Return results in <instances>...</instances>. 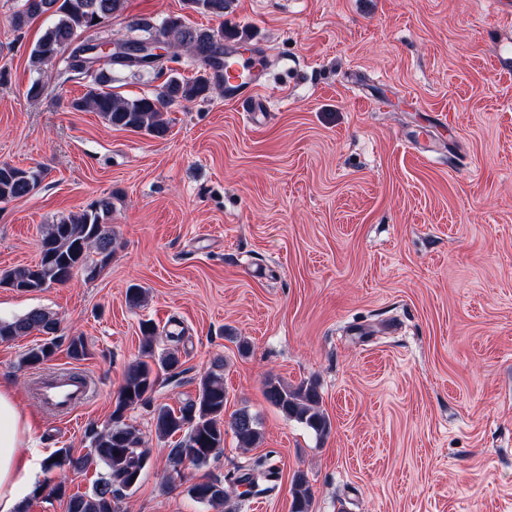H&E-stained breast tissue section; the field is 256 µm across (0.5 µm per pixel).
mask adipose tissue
<instances>
[{
	"mask_svg": "<svg viewBox=\"0 0 512 512\" xmlns=\"http://www.w3.org/2000/svg\"><path fill=\"white\" fill-rule=\"evenodd\" d=\"M28 431L9 388L0 387V512H18L23 493L34 484L35 469L19 453Z\"/></svg>",
	"mask_w": 512,
	"mask_h": 512,
	"instance_id": "1",
	"label": "adipose tissue"
}]
</instances>
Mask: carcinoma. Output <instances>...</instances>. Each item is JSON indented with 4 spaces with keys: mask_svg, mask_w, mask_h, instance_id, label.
Segmentation results:
<instances>
[{
    "mask_svg": "<svg viewBox=\"0 0 512 512\" xmlns=\"http://www.w3.org/2000/svg\"><path fill=\"white\" fill-rule=\"evenodd\" d=\"M21 9L11 17V27L20 32L29 23L43 15L55 17L53 24L33 46L31 59L37 63L64 62L59 76L70 80L72 75L89 73L82 66L85 44H76L84 33L96 30L112 15L122 10L124 0H21ZM188 7L213 18L224 19L228 0H186ZM163 40L171 47L187 51L195 61L213 70V75L200 74L185 80L169 74L161 92L127 98L103 85L112 81L110 73L115 63L108 59L96 69V86L84 96L75 99V111L96 112L116 129L142 133L163 139L169 132V121L164 112L174 103L193 102L206 97L221 85L219 71L223 69L224 27L192 30L180 16H169L160 22L140 19L130 26L126 42ZM42 181V173L9 164H0V202H9L33 194ZM112 203L100 198L77 214L60 219L50 226L41 241L40 261L34 266L13 269L0 277V287L7 286L21 292H37L52 284H65L74 274L85 273L93 278L109 262L116 238L112 225L107 223ZM60 322L55 315L33 309L12 320H0V341L38 332L48 340L28 350L24 362L38 365L49 359L57 345L53 336ZM142 341L139 357L125 369L119 388L111 423L103 431H92L90 451L74 457L58 450L56 461L46 459L44 468L52 472L64 466L75 471L100 470V476L89 493L66 495L61 482L44 488L49 494L67 497V512H121L120 503L125 491L142 479L148 452L143 448L138 430L123 421L124 412L136 405L146 404L155 389L159 374H171L178 369L179 358L174 351L156 354V328L145 321L141 325ZM266 399L289 419L305 424L322 434L328 430L329 419L319 409L320 394L315 385L301 382L288 385L275 377L265 382ZM224 361L218 359L199 381L198 396L179 409L160 407L154 413L155 433L169 438L178 433L184 438L171 449L168 464L178 474L189 462L195 466L206 464L213 453L224 447V433L231 430L238 442L252 446L259 441L260 432L254 416L245 410L233 413L224 420ZM276 467L266 458H259L238 469L229 482L242 485L248 491L265 493L271 487H260L259 478H275ZM291 512H309L312 492L301 476L292 480ZM193 498L213 508L224 505L228 493L218 480L199 482L191 487Z\"/></svg>",
    "mask_w": 512,
    "mask_h": 512,
    "instance_id": "1",
    "label": "carcinoma"
}]
</instances>
